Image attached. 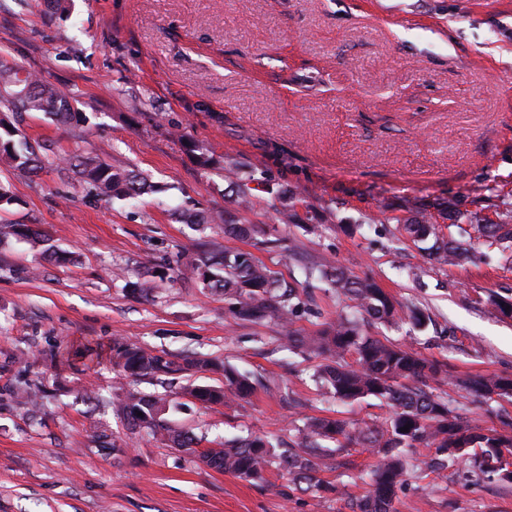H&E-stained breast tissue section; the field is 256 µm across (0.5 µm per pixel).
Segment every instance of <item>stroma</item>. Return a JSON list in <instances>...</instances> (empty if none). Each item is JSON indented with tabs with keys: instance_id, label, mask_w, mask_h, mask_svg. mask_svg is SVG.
<instances>
[{
	"instance_id": "1",
	"label": "stroma",
	"mask_w": 512,
	"mask_h": 512,
	"mask_svg": "<svg viewBox=\"0 0 512 512\" xmlns=\"http://www.w3.org/2000/svg\"><path fill=\"white\" fill-rule=\"evenodd\" d=\"M0 60L68 91L83 121L41 112L12 122L44 147L39 175L0 164L16 204L0 223L43 228L72 263L45 261L28 243H0V512H352L378 456L357 445L316 473L330 492L302 490L277 470L254 484L204 466L150 432L130 430L105 401L118 383L114 339L179 358L229 364L257 380L250 402L205 408L183 376L163 390L179 406L173 430L201 447L249 433L290 443L311 417L381 425L384 402L341 403L318 390L319 360L288 351L284 330L234 320L223 297L159 278L212 248H237L220 224L179 212L231 207L225 169L271 179L296 200L300 226L278 222L274 194L241 216L271 247L264 263L289 277L327 257L372 277L427 325L365 333L444 364L436 381L486 428L512 417L456 377H512V318L487 302L512 297L496 249L425 263L396 218L472 211L494 222L512 210V0H73L52 16L0 0ZM221 158L207 171L198 150ZM96 156L141 173L156 193L106 200L58 162ZM138 282L149 296L125 290ZM296 329L315 333L354 302L321 285ZM42 374L45 413L13 396L25 370ZM395 512H512V484L425 469L398 490Z\"/></svg>"
}]
</instances>
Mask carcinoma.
<instances>
[{"mask_svg": "<svg viewBox=\"0 0 512 512\" xmlns=\"http://www.w3.org/2000/svg\"><path fill=\"white\" fill-rule=\"evenodd\" d=\"M0 109L9 112H42L63 125L71 124L74 112L69 96L41 74L18 64L0 62ZM0 117V164L27 172L42 169L37 150L16 127L6 128ZM75 175L98 194L119 199H134L153 191L146 179L129 171L116 169L98 157H83L73 165ZM236 187V209L224 210L210 218L212 224L224 225V235L251 240L258 233L255 224L238 218L250 208L252 197L242 178L231 181ZM279 220L295 221L293 197L277 193ZM449 223L437 224L427 209L411 208V214L397 220L402 235L411 241L429 264L453 266L470 254L464 239L462 222L472 229L483 244L496 248L503 267L512 269V224L482 223L476 212L448 216ZM14 238L32 245L47 241L39 227L29 224H0V241ZM303 280L288 281L277 270L259 261L249 251H202L184 265L171 269L172 280L194 279L212 292L224 295L235 319L251 323H269L288 329L289 349L317 354L326 359L319 366L316 381L321 388L342 402L374 396L386 402L391 414L381 428L351 427L347 422L329 417L312 418L298 429L302 445L280 448L266 436L248 434L224 442L222 448L198 450L199 440L172 431L167 415L178 405L160 394L121 390L112 395V409L127 419L131 429H146L162 436L172 448L198 455L205 465L234 474L254 483L265 481L267 468L276 467L293 481L309 484L318 492L331 486L315 477L319 461L335 455L351 444L371 448L382 456L372 471L370 494L356 504V512H394L397 491L422 469L424 462L414 461L407 452L425 448L433 453L439 466H459L463 476H484L512 483L508 466L512 463V420L500 430L485 429L448 403V394L437 392L428 381L446 374V369L417 352L365 336L359 323L340 313L311 335L293 328L295 319L306 306L312 282H324L336 294L350 298L367 321L377 324L410 323L424 325L426 316L416 307L398 304L372 278H359L330 261H317L300 268ZM112 366L126 378L164 384L166 378L188 371L222 373L221 385H195L190 393L205 406H229L254 395L256 383L247 373L209 359L183 362L170 359L135 344L112 341ZM458 388L486 400H512V378L467 375L456 379ZM16 398L41 411V397L33 384L16 387ZM409 431H404L405 425ZM329 440L336 447L327 448Z\"/></svg>", "mask_w": 512, "mask_h": 512, "instance_id": "1", "label": "carcinoma"}]
</instances>
